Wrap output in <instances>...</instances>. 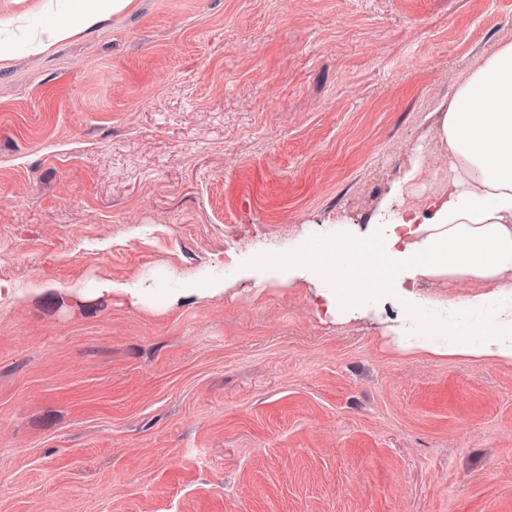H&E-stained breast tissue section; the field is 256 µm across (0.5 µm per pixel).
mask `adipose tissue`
<instances>
[{"label": "adipose tissue", "instance_id": "adipose-tissue-1", "mask_svg": "<svg viewBox=\"0 0 512 512\" xmlns=\"http://www.w3.org/2000/svg\"><path fill=\"white\" fill-rule=\"evenodd\" d=\"M132 0H98L75 21L48 30L45 45L95 26ZM455 175L448 194L423 220L399 219L386 230L312 239L258 265L310 271L330 309L363 308L396 298L401 330L422 348L512 362V42L502 44L459 86L440 119ZM451 277L489 285L441 306L393 293L392 279Z\"/></svg>", "mask_w": 512, "mask_h": 512}]
</instances>
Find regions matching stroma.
I'll return each instance as SVG.
<instances>
[{
    "instance_id": "obj_1",
    "label": "stroma",
    "mask_w": 512,
    "mask_h": 512,
    "mask_svg": "<svg viewBox=\"0 0 512 512\" xmlns=\"http://www.w3.org/2000/svg\"><path fill=\"white\" fill-rule=\"evenodd\" d=\"M81 7L0 0V512H512V363L252 264L447 191L512 0H134L41 49Z\"/></svg>"
}]
</instances>
